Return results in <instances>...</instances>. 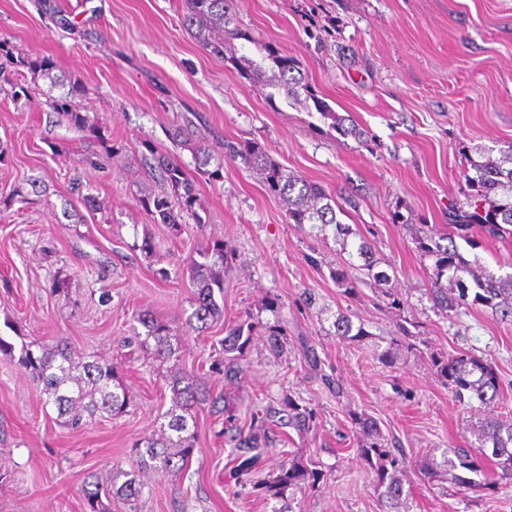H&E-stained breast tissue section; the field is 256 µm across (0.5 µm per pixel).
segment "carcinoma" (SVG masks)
Here are the masks:
<instances>
[{
	"instance_id": "1",
	"label": "carcinoma",
	"mask_w": 512,
	"mask_h": 512,
	"mask_svg": "<svg viewBox=\"0 0 512 512\" xmlns=\"http://www.w3.org/2000/svg\"><path fill=\"white\" fill-rule=\"evenodd\" d=\"M229 11L230 0H184L181 21L209 54L230 60L243 78L270 89L269 100L282 95L288 102L301 104L309 111L315 110L322 118L332 120V128L343 134L362 137V131L353 124L344 125L345 119L337 117L312 90L294 57L265 43L255 44L256 59L226 55L227 47L233 41L245 38L238 28L229 27L232 21ZM14 50L8 40L0 39L1 59L25 67L33 74H42L54 87L65 85V78L51 75L52 69L46 59L16 56ZM74 92L76 89H69L51 98V107L65 114L76 130L95 136L100 134V130L88 124L86 116L74 108ZM145 148L153 156L161 186L159 192L138 198L140 205L159 224L178 223V217L184 211L190 213L196 223H204L195 210L198 198L194 183L182 167L170 156L157 153L150 144H145ZM193 152L201 173L211 178L221 176V168L207 169L212 160L208 146L197 143ZM478 154L479 159H469L473 171L467 176L470 192L451 211V231L441 233L421 225L415 228L414 242L421 255L432 260L431 296L437 309L457 317L463 308L481 306L490 310L491 315L512 322V274L491 271L478 255L467 257L457 244L461 240L476 249L478 243L472 235L474 227L486 239L512 234V144L500 151L497 159L491 157L489 149L481 148ZM224 157L259 171L266 190L286 205L288 223L308 229V235L316 238L326 237L329 231L333 233L340 245V261L330 270V275L338 286L353 292L359 285L369 283L380 290L389 308L399 310L404 306V299L389 287L390 276L378 270L381 258L376 256L375 245L338 219L336 200L320 185L288 171L253 142H224ZM189 265L195 284L193 322L189 326L198 330L223 313L215 295H224V277L231 271L224 241L207 242L197 250V257L191 258ZM138 323L144 328L134 336L138 345L151 348L156 361L162 364L172 360L179 351L180 342L170 333L168 323L146 314L138 317ZM334 327L336 335L354 341L369 335L361 326L353 328L350 317L341 312L336 316ZM256 328L255 322L246 319H239L225 328L226 335L221 341L224 380L238 383L245 379V353ZM265 336L275 354L288 346V332L281 325L265 327ZM0 353L18 356V364L42 385L46 403L52 405L58 417L65 419L67 424L79 423L85 413L90 418L98 413L118 417L129 407L130 397L118 366L100 360L80 365L73 360L64 342L51 349H37L32 342H23L17 350L13 343L0 336ZM434 362L455 400L468 409L490 411L499 404V375L491 362L466 353L436 357ZM170 389L172 408L163 414L166 421L160 423L153 434L133 445L143 471L182 469L189 464L196 447V424L189 420L195 419L192 409L202 402L199 384L192 376H176ZM313 418L311 408L287 397L278 408L269 405L254 411L249 428L245 429L238 425L235 407L224 403V436L240 459L232 480L239 484L242 476L252 471L259 457L257 450L275 448L282 443L276 429L287 425L297 431L305 430ZM473 435L475 441L470 447L452 449L443 462L430 457L425 459L422 463L424 474L435 475L444 467L462 486L483 489L494 488L500 480L512 479V422L488 417L473 429ZM488 447L491 448L493 467L485 474L482 458L486 457ZM358 451L367 460L374 461L379 497L394 512H400L404 485L397 476L396 459L375 443L363 444ZM465 471L485 474L484 481H473L463 475ZM121 477L125 481L119 484L117 480ZM320 478L321 473L308 469L303 463L284 460L275 476L268 477L260 487L268 496L278 498L289 488H299L309 481L315 483ZM141 492L142 485L137 482L136 472L119 471L112 474L106 486L91 483V488L85 489V499L89 512H110L108 502L112 498L134 502Z\"/></svg>"
}]
</instances>
